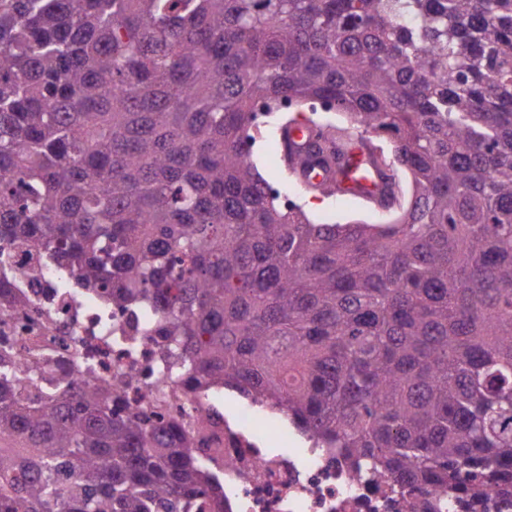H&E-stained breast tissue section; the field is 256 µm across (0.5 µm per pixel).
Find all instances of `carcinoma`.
Segmentation results:
<instances>
[{
	"label": "carcinoma",
	"mask_w": 512,
	"mask_h": 512,
	"mask_svg": "<svg viewBox=\"0 0 512 512\" xmlns=\"http://www.w3.org/2000/svg\"><path fill=\"white\" fill-rule=\"evenodd\" d=\"M328 100L392 224H314L257 106ZM154 315L164 374L283 413L353 475L512 497V0H0V300L17 247ZM0 345V512L224 504L180 427Z\"/></svg>",
	"instance_id": "obj_1"
}]
</instances>
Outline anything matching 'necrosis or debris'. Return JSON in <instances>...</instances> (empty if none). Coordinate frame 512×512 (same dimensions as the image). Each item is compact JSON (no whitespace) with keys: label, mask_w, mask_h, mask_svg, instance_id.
Returning <instances> with one entry per match:
<instances>
[{"label":"necrosis or debris","mask_w":512,"mask_h":512,"mask_svg":"<svg viewBox=\"0 0 512 512\" xmlns=\"http://www.w3.org/2000/svg\"><path fill=\"white\" fill-rule=\"evenodd\" d=\"M14 266L28 302L0 308V338L14 346L26 392L38 393L49 380L72 374L108 388L113 374L127 373L129 406H157L179 421L208 469L223 477L229 512H428L433 490L356 480L337 464L334 450L311 442L294 446L283 422L273 421L272 428L289 450L264 448V435L251 426L261 404L228 410L222 387L189 391L178 377L159 381L151 312L122 313L42 265L30 250H15ZM131 327L140 333L133 343Z\"/></svg>","instance_id":"obj_1"}]
</instances>
